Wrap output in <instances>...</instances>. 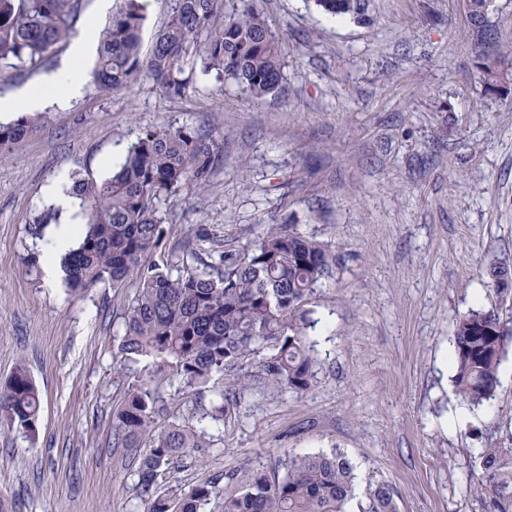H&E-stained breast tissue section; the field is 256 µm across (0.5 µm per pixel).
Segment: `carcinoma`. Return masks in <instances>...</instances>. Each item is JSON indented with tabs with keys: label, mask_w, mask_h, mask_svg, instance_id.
<instances>
[{
	"label": "carcinoma",
	"mask_w": 512,
	"mask_h": 512,
	"mask_svg": "<svg viewBox=\"0 0 512 512\" xmlns=\"http://www.w3.org/2000/svg\"><path fill=\"white\" fill-rule=\"evenodd\" d=\"M332 15H355L361 0H316ZM490 0H470L469 19L487 90L502 93L512 74L488 52L495 30L487 20ZM83 0H0V78L13 80L38 70L55 46L77 36ZM143 0H122L108 25L98 31L99 49L92 83L100 92L129 87L146 75L171 96L188 87L184 63L191 58L219 80H232L254 98L276 93L285 66V46L268 27L254 0H171L164 25L149 55L141 53ZM32 132L22 117L0 124V151ZM214 145L184 128L149 130L137 137L104 179L75 175L69 194L80 201L84 224L76 247L64 257L69 289L98 283L135 288L124 313L120 351L126 362L156 359L155 380L128 387L114 416L115 447L132 448L149 437L152 449L137 470V493L146 512H200L211 499L224 498L223 512H399L389 483L369 484L357 501L354 466L341 451L288 453L284 472L257 471L238 494L223 497L209 482L158 492V477L175 456L202 447L205 427L154 426L158 377L176 378L190 388H205L216 374L240 367L264 351L260 376L276 388L296 393L315 383L317 360L307 336V301L334 275L338 259L331 244L307 237L292 224H263L251 248L226 250L205 260L178 265L167 257L146 260L162 237L166 213L161 201L185 188H203L215 163ZM512 274L498 261L486 269L487 291ZM512 339V320L493 309H471L456 322L454 377L458 395L482 405L495 398L499 367ZM233 388L200 420L220 423L248 382L233 377ZM39 391L28 370L18 365L0 387V415L34 436L40 418ZM476 481L469 492L482 512H512V448H483L475 457Z\"/></svg>",
	"instance_id": "cac0c4a2"
}]
</instances>
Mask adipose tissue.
Listing matches in <instances>:
<instances>
[{
	"label": "adipose tissue",
	"instance_id": "adipose-tissue-1",
	"mask_svg": "<svg viewBox=\"0 0 512 512\" xmlns=\"http://www.w3.org/2000/svg\"><path fill=\"white\" fill-rule=\"evenodd\" d=\"M97 29L96 18H89L82 35L71 47L69 60L58 70L43 75L39 84L22 92L18 97L0 98V112L9 114L19 108L35 112L51 106L62 107L78 95L85 82L81 63L97 49Z\"/></svg>",
	"mask_w": 512,
	"mask_h": 512
}]
</instances>
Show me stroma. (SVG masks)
<instances>
[{
  "mask_svg": "<svg viewBox=\"0 0 512 512\" xmlns=\"http://www.w3.org/2000/svg\"><path fill=\"white\" fill-rule=\"evenodd\" d=\"M334 16L314 0H258L287 55L278 93L256 99L184 65L182 96L149 78L107 94L86 83L63 109L0 152V385L25 365L41 395L38 432L0 419V512H143L135 484L149 442L115 447L112 414L153 358L123 362L132 289L81 294L47 285L42 256L59 222L36 218L59 174L111 176L144 131L186 126L217 144L204 189L163 202L160 251L254 246L261 225L290 222L331 243L338 265L307 303L314 386L276 391L244 364L250 387L204 445L174 460L158 490L216 482L235 495L285 451L339 449L360 488L385 481L400 512H482L473 460L512 447V349L490 403L467 405L445 360L475 307L512 317L486 291L487 266L512 261V98L487 91L466 0H362ZM197 396L162 382L158 425L196 422L226 388Z\"/></svg>",
  "mask_w": 512,
  "mask_h": 512,
  "instance_id": "1",
  "label": "stroma"
}]
</instances>
